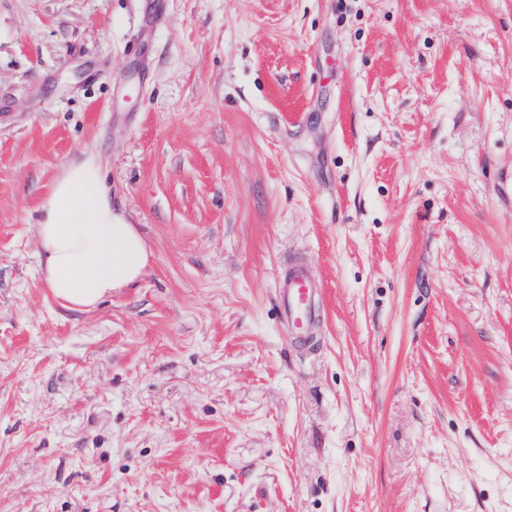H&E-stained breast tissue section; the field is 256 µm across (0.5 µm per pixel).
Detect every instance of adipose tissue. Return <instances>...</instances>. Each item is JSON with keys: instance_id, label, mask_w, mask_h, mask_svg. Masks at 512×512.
Returning <instances> with one entry per match:
<instances>
[{"instance_id": "1", "label": "adipose tissue", "mask_w": 512, "mask_h": 512, "mask_svg": "<svg viewBox=\"0 0 512 512\" xmlns=\"http://www.w3.org/2000/svg\"><path fill=\"white\" fill-rule=\"evenodd\" d=\"M38 211L43 282L64 307H96L134 284L149 263L144 238L124 212L113 209L93 161L69 162Z\"/></svg>"}]
</instances>
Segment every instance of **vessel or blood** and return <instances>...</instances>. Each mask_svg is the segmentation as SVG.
Instances as JSON below:
<instances>
[{"label":"vessel or blood","instance_id":"vessel-or-blood-1","mask_svg":"<svg viewBox=\"0 0 512 512\" xmlns=\"http://www.w3.org/2000/svg\"><path fill=\"white\" fill-rule=\"evenodd\" d=\"M278 297L293 343L302 348L310 346L323 320L321 290L311 269L292 261L280 280Z\"/></svg>","mask_w":512,"mask_h":512}]
</instances>
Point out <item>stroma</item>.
I'll return each mask as SVG.
<instances>
[{
	"instance_id": "stroma-1",
	"label": "stroma",
	"mask_w": 512,
	"mask_h": 512,
	"mask_svg": "<svg viewBox=\"0 0 512 512\" xmlns=\"http://www.w3.org/2000/svg\"><path fill=\"white\" fill-rule=\"evenodd\" d=\"M83 159L152 257L72 311ZM0 512H512V0H0ZM278 297L291 340L302 348L310 346L323 320L321 290L311 269L292 261L280 280Z\"/></svg>"
}]
</instances>
